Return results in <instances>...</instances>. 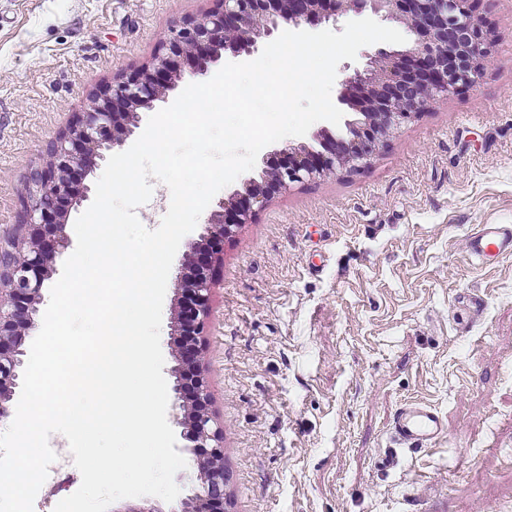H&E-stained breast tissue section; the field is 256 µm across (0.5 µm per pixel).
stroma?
Returning <instances> with one entry per match:
<instances>
[{"label":"stroma","instance_id":"obj_1","mask_svg":"<svg viewBox=\"0 0 512 512\" xmlns=\"http://www.w3.org/2000/svg\"><path fill=\"white\" fill-rule=\"evenodd\" d=\"M213 6L0 0L1 230L91 96ZM476 10L497 41L469 92L434 101L360 171L273 195L220 243L199 370L224 429V512H512V257L467 252L474 225H512V0ZM182 262L162 309L167 371ZM408 403L444 425L416 452L392 434ZM80 483L61 469L33 512Z\"/></svg>","mask_w":512,"mask_h":512}]
</instances>
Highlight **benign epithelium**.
I'll return each mask as SVG.
<instances>
[{"label":"benign epithelium","instance_id":"1","mask_svg":"<svg viewBox=\"0 0 512 512\" xmlns=\"http://www.w3.org/2000/svg\"><path fill=\"white\" fill-rule=\"evenodd\" d=\"M204 16L174 25L149 65L122 75L96 93L87 111L48 142L43 164L30 170L18 223L0 234V422L10 415L24 357V340L56 272L53 261L72 245L71 210L89 199L82 175L95 160L125 150L144 114L167 100L188 66L204 76L222 58H251L281 27L334 23L349 11H369L406 25L414 35L405 51L380 49L368 66L341 81L338 102L354 109L349 134L313 135L322 150L299 144L285 150L288 163L263 162L258 176L218 199L197 237L184 244L178 286L185 292L172 330L192 340L171 369L177 424L198 456V485L165 509L146 501L121 512H224V429L213 427L208 391L198 370L200 334L217 263L212 242L232 236L276 193L295 183L366 166L404 123L430 104L461 94L478 81L489 61L492 35L476 15L475 0H215Z\"/></svg>","mask_w":512,"mask_h":512}]
</instances>
